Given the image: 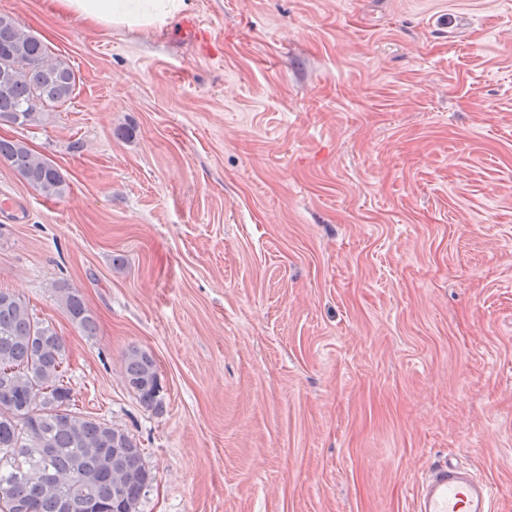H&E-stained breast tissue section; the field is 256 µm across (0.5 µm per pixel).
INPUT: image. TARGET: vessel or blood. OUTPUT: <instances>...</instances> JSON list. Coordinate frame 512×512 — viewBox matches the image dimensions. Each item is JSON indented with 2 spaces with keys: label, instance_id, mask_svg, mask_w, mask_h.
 <instances>
[{
  "label": "vessel or blood",
  "instance_id": "1",
  "mask_svg": "<svg viewBox=\"0 0 512 512\" xmlns=\"http://www.w3.org/2000/svg\"><path fill=\"white\" fill-rule=\"evenodd\" d=\"M414 512H496L495 490L470 467L438 462L417 485Z\"/></svg>",
  "mask_w": 512,
  "mask_h": 512
}]
</instances>
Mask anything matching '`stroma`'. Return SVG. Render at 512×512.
Instances as JSON below:
<instances>
[{
	"mask_svg": "<svg viewBox=\"0 0 512 512\" xmlns=\"http://www.w3.org/2000/svg\"><path fill=\"white\" fill-rule=\"evenodd\" d=\"M0 12L77 76L0 124L68 185L0 162V289L63 336L78 412L143 449L136 512H413L448 458L512 512V0H189L109 32ZM61 292L62 305L68 320L85 333L92 334L96 322L87 308L82 292L77 288H64ZM125 381L139 403L148 410L162 407L161 381L153 355L142 349L128 350L124 358Z\"/></svg>",
	"mask_w": 512,
	"mask_h": 512,
	"instance_id": "35a3bbf8",
	"label": "stroma"
}]
</instances>
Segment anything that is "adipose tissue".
Listing matches in <instances>:
<instances>
[{"mask_svg":"<svg viewBox=\"0 0 512 512\" xmlns=\"http://www.w3.org/2000/svg\"><path fill=\"white\" fill-rule=\"evenodd\" d=\"M55 10L101 28L159 29L185 9L186 0H51Z\"/></svg>","mask_w":512,"mask_h":512,"instance_id":"obj_1","label":"adipose tissue"}]
</instances>
